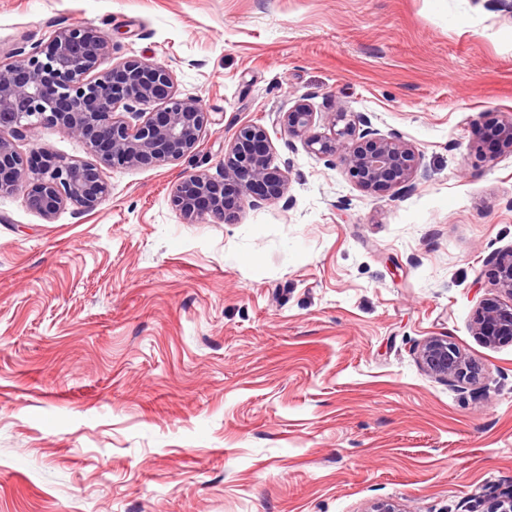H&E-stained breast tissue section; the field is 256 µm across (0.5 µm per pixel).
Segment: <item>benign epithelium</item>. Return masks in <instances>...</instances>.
Segmentation results:
<instances>
[{
	"instance_id": "obj_1",
	"label": "benign epithelium",
	"mask_w": 512,
	"mask_h": 512,
	"mask_svg": "<svg viewBox=\"0 0 512 512\" xmlns=\"http://www.w3.org/2000/svg\"><path fill=\"white\" fill-rule=\"evenodd\" d=\"M154 102L157 112H142ZM122 110L126 120L117 115ZM313 112L297 103L278 113L277 123L305 135ZM136 123H131V120ZM209 122L202 101L180 98L172 73L135 57L113 60L112 44L97 29L69 25L31 51L0 56V194L21 191L30 209L46 220L72 205L88 213L106 199L109 186L98 164L47 151L21 154L16 141L42 127H57L83 140L110 168L160 164L195 154ZM331 137L310 136L307 147L344 165L372 192L408 188L419 154L399 137H384L371 120L342 109L333 113ZM491 143L512 152V115L490 129ZM288 177L271 161V138L262 124L241 125L224 151L217 175L193 173L177 184L173 204L183 220L212 218L231 223L244 198L272 202L284 196ZM501 290L512 297V249L488 260ZM475 334L487 346L512 341V300L488 303L475 319ZM418 359L430 373L459 383L472 381L479 364L446 339L431 338Z\"/></svg>"
}]
</instances>
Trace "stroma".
Returning a JSON list of instances; mask_svg holds the SVG:
<instances>
[{
	"instance_id": "35a3bbf8",
	"label": "stroma",
	"mask_w": 512,
	"mask_h": 512,
	"mask_svg": "<svg viewBox=\"0 0 512 512\" xmlns=\"http://www.w3.org/2000/svg\"><path fill=\"white\" fill-rule=\"evenodd\" d=\"M97 28L166 66L210 114L198 151L108 169L94 211L44 220L0 195V512H486L512 493V342L475 336L503 299L512 152L476 127L512 114V15L497 0H0V51ZM307 99L420 156L373 194L277 127ZM268 126L288 203L183 223L171 198L216 174L236 129ZM85 162L47 127L17 141ZM475 384L425 370L430 338ZM418 359L430 373L459 383L472 381L479 373V364L446 339L431 338L419 350Z\"/></svg>"
}]
</instances>
